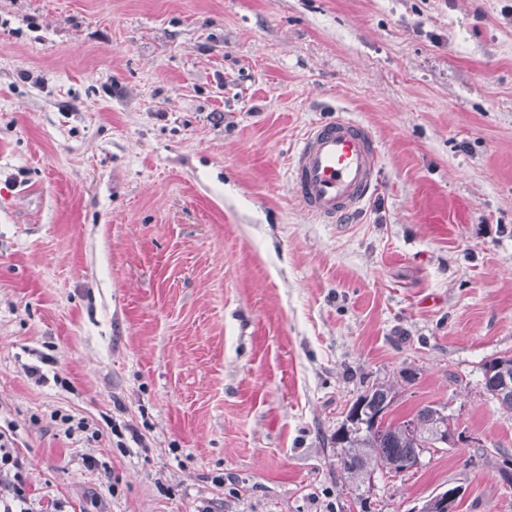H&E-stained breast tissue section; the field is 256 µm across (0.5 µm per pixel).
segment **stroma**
I'll list each match as a JSON object with an SVG mask.
<instances>
[{
    "mask_svg": "<svg viewBox=\"0 0 512 512\" xmlns=\"http://www.w3.org/2000/svg\"><path fill=\"white\" fill-rule=\"evenodd\" d=\"M339 115L379 187L320 224L288 165ZM498 356L512 0H0V430L34 503L512 512ZM375 383L458 438L356 495L331 437ZM497 367H501V370L492 373L490 376H488L487 371L488 369L494 370ZM502 371L507 372L510 377L512 375V357H496L494 359H491L487 362H485L482 365V375H483V382H484V388L486 392L492 396L493 399H495L498 404L506 409L510 410L512 412V392H510L507 395L500 396L499 394L495 393L494 390L497 388L498 381L496 380L497 377L501 374ZM502 373L501 378V386L500 390L503 392H509L511 390V379L506 373Z\"/></svg>",
    "mask_w": 512,
    "mask_h": 512,
    "instance_id": "1",
    "label": "stroma"
}]
</instances>
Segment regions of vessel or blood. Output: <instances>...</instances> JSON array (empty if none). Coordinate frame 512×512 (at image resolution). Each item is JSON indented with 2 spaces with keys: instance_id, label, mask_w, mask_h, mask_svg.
<instances>
[{
  "instance_id": "b4317fda",
  "label": "vessel or blood",
  "mask_w": 512,
  "mask_h": 512,
  "mask_svg": "<svg viewBox=\"0 0 512 512\" xmlns=\"http://www.w3.org/2000/svg\"><path fill=\"white\" fill-rule=\"evenodd\" d=\"M379 159L372 133L339 117L308 129L291 158L288 178L317 222L337 224L360 211L374 193Z\"/></svg>"
}]
</instances>
